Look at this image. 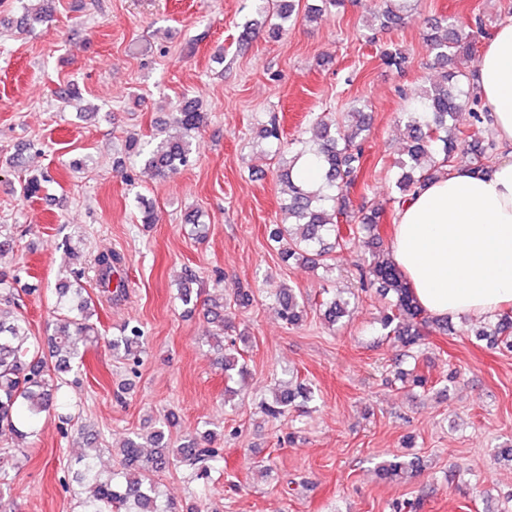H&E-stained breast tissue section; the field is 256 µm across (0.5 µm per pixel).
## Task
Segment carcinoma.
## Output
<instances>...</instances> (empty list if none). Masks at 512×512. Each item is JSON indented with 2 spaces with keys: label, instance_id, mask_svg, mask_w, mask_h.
<instances>
[{
  "label": "carcinoma",
  "instance_id": "obj_1",
  "mask_svg": "<svg viewBox=\"0 0 512 512\" xmlns=\"http://www.w3.org/2000/svg\"><path fill=\"white\" fill-rule=\"evenodd\" d=\"M23 5L24 20L32 26H43L52 14L42 5ZM278 22L269 29V36L279 37L288 29V20L296 14L295 0H276ZM479 34H461L442 19L429 22L424 40L438 65L445 68L429 89L420 93L409 111L403 113L406 142L403 158L397 161L398 172L394 191L389 201L400 205L415 190L437 172L451 166L454 154L465 142L466 130L458 127L462 112L467 111L472 123L483 122L484 111L474 90H464L459 74L452 69L457 60L475 61V42ZM169 123L174 132L161 134L149 142L131 137L125 142V154L142 159L156 175L167 177L193 165L196 160V134L205 123V113L190 103L178 105L170 114ZM370 125L365 108L354 107L334 121L318 117L306 129L307 138L297 141L292 150L285 149L281 131L274 119L262 126L259 138L279 155V180L288 191V200L281 207L284 218L270 229V240L282 245L284 259L333 269L336 255L347 249L356 239L363 240L371 250L372 259L359 270L360 286L377 283L392 293L388 309L380 318V331L396 338L406 352L414 353L429 333L448 330V324L423 310L414 299L405 277L382 249L377 233L382 208L373 207L355 215L348 189L355 183L363 165L364 143ZM314 158L321 171L318 185L310 187L295 174L298 162ZM48 182L42 173H28L21 185L26 199L41 194ZM122 258L112 251L94 258L96 282L107 300H118L125 295L123 283L113 284V275L120 268ZM85 270L73 271V281L57 288L56 309L58 322L53 336L42 346L27 327V321L17 310L0 308V434H9L24 444L36 436V422L44 413L65 408V376L82 363L87 349L100 339L94 321L96 303L85 294L81 285ZM198 280L189 272L177 288L182 305L193 303L201 292ZM324 317L335 323L345 314V303L323 299ZM279 318L290 326L300 324L306 315L305 303L291 287L284 288L277 297ZM490 326L478 335L490 344L499 343L512 349V309H503L488 319ZM211 323L216 332L210 341L224 345V334L233 325L224 318V306H214ZM108 346L123 354L130 369H136L142 359L144 335L142 327L129 322L120 335L108 340ZM224 369L240 376L247 374L243 355L230 339L224 355ZM314 400L311 387L299 382L293 388L275 393L264 404L266 414L273 419L284 417L296 403ZM98 435L86 438L79 459L75 480L84 485L86 495L78 501L79 512H173L172 503L160 499L156 476L171 467H178L196 479H207L223 466L222 449L212 446V435L205 431L176 448H168L165 430L160 428L148 435L136 433L127 438L121 449L119 468L101 465L96 447ZM16 455L0 453V512L11 505L13 477L18 468ZM414 460L395 455L381 463L378 471L386 479H393L403 470L414 466Z\"/></svg>",
  "mask_w": 512,
  "mask_h": 512
}]
</instances>
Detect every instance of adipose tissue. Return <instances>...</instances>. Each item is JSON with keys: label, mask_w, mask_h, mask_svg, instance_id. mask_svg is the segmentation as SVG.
<instances>
[{"label": "adipose tissue", "mask_w": 512, "mask_h": 512, "mask_svg": "<svg viewBox=\"0 0 512 512\" xmlns=\"http://www.w3.org/2000/svg\"><path fill=\"white\" fill-rule=\"evenodd\" d=\"M477 96L505 157L483 172L451 167L398 209L392 258L418 304L439 318L512 304V17L477 65Z\"/></svg>", "instance_id": "obj_1"}]
</instances>
